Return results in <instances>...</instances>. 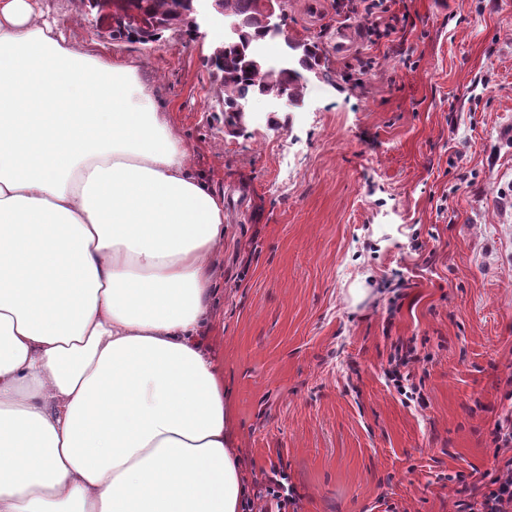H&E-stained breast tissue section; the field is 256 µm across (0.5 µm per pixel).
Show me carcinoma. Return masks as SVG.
<instances>
[{"label": "carcinoma", "mask_w": 512, "mask_h": 512, "mask_svg": "<svg viewBox=\"0 0 512 512\" xmlns=\"http://www.w3.org/2000/svg\"><path fill=\"white\" fill-rule=\"evenodd\" d=\"M146 8L156 16L178 19L189 8L191 0H108L111 6L127 11ZM224 16L242 23L241 34L225 42L224 69L218 73L219 93L224 99V121L232 122L227 114L231 105L254 97L274 98L287 95L297 103L305 93L307 81L300 79L302 72L316 65L317 56L312 52L298 56L293 71L272 73L254 52V45L268 37L263 24L262 0H223Z\"/></svg>", "instance_id": "1"}]
</instances>
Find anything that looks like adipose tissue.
<instances>
[{
	"instance_id": "adipose-tissue-1",
	"label": "adipose tissue",
	"mask_w": 512,
	"mask_h": 512,
	"mask_svg": "<svg viewBox=\"0 0 512 512\" xmlns=\"http://www.w3.org/2000/svg\"><path fill=\"white\" fill-rule=\"evenodd\" d=\"M224 196L136 64L0 0V512H243Z\"/></svg>"
}]
</instances>
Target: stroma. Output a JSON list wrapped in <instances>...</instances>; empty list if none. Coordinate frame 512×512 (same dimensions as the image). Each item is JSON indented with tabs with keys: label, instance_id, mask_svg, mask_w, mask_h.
Segmentation results:
<instances>
[{
	"label": "stroma",
	"instance_id": "35a3bbf8",
	"mask_svg": "<svg viewBox=\"0 0 512 512\" xmlns=\"http://www.w3.org/2000/svg\"><path fill=\"white\" fill-rule=\"evenodd\" d=\"M38 3L71 43L140 65L224 195L207 342L247 479L282 467L299 512H455L452 476L494 468L512 374V0H405L400 51L336 0H288L268 60L314 42L322 76L234 134L209 64L227 27L131 43L82 0ZM411 337L420 404L385 375Z\"/></svg>",
	"mask_w": 512,
	"mask_h": 512
}]
</instances>
